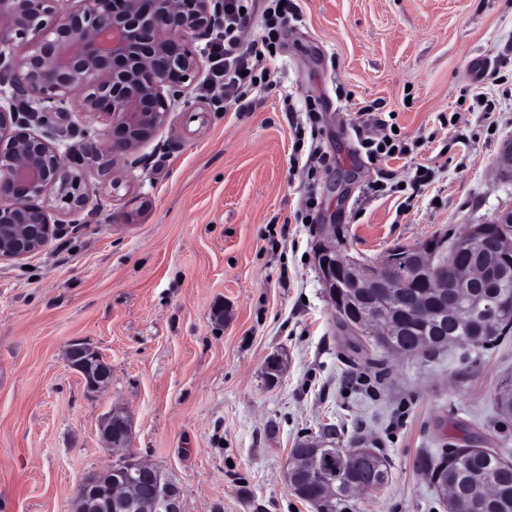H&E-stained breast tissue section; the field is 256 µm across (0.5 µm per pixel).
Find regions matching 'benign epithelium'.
<instances>
[{"mask_svg": "<svg viewBox=\"0 0 512 512\" xmlns=\"http://www.w3.org/2000/svg\"><path fill=\"white\" fill-rule=\"evenodd\" d=\"M59 2L0 0V84L9 88L0 95V262L39 253L67 234L63 217L82 214L99 187L119 196L125 166L139 162L140 146L168 123L175 104L195 111L186 94L204 74L199 43L224 22V0H79L65 15ZM69 102L106 125L101 139L70 142ZM321 228L314 260L334 312L386 355L410 356L389 337L406 322L453 311L460 295L494 281L497 258L512 255V210L492 228L469 225L445 266L435 261L430 239L404 246L409 272L395 251L379 262L360 260L350 255L341 225ZM402 276L423 287L409 291L395 315L378 296ZM67 359L88 391L109 386L111 367L91 346L72 342ZM287 369L285 354L270 355L265 383L277 384ZM100 431L107 449L124 452V467L110 482H83L77 512H181L176 486L136 458L125 410L106 413ZM369 453L356 440L325 464L296 455L287 465L288 485L300 489L315 479L328 496L339 466Z\"/></svg>", "mask_w": 512, "mask_h": 512, "instance_id": "benign-epithelium-1", "label": "benign epithelium"}]
</instances>
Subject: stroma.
<instances>
[{
  "instance_id": "1",
  "label": "stroma",
  "mask_w": 512,
  "mask_h": 512,
  "mask_svg": "<svg viewBox=\"0 0 512 512\" xmlns=\"http://www.w3.org/2000/svg\"><path fill=\"white\" fill-rule=\"evenodd\" d=\"M295 4L261 88L230 108L193 89L206 121L175 106L128 198L100 193L42 253L0 263V512H75L77 487L123 459L99 432L115 406L182 512H316L284 466L327 424L391 466L346 512H445L419 466L445 448L512 459L493 401L512 336L432 357L355 348L312 259L324 224L377 260L512 208L495 167L512 142V0ZM377 117L406 154L367 157L355 127ZM314 148L327 166L311 175ZM75 340L110 364L102 392L69 367ZM277 352L288 371L269 386ZM288 369V358L283 353H274L270 355L264 364L262 376L265 383L269 386L277 384Z\"/></svg>"
}]
</instances>
